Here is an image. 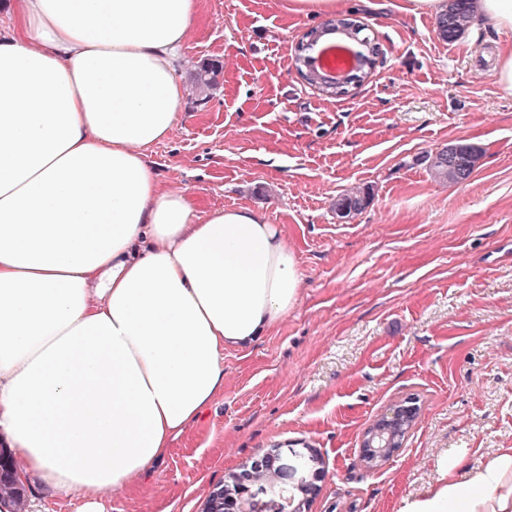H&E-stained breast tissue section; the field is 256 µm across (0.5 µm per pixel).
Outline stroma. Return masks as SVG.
Segmentation results:
<instances>
[{"label":"stroma","mask_w":512,"mask_h":512,"mask_svg":"<svg viewBox=\"0 0 512 512\" xmlns=\"http://www.w3.org/2000/svg\"><path fill=\"white\" fill-rule=\"evenodd\" d=\"M402 0H345L378 49L371 74L331 98L295 47L324 17L288 0H199L178 62L186 110L147 160L200 213L248 207L279 225L302 275L296 306L249 347L224 351V392L103 512H204L212 489L269 449H311L308 512H398L442 467L466 475L512 447V96L493 78L512 32L472 19L456 40ZM213 62L207 94L190 74ZM479 148L462 183L426 155ZM368 191L336 215L337 198ZM416 398L418 417L379 470L365 430ZM367 199L368 194L361 191L341 195L336 200V215L342 219L352 218L365 208Z\"/></svg>","instance_id":"obj_1"}]
</instances>
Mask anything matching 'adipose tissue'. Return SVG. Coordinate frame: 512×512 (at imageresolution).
Masks as SVG:
<instances>
[{
  "mask_svg": "<svg viewBox=\"0 0 512 512\" xmlns=\"http://www.w3.org/2000/svg\"><path fill=\"white\" fill-rule=\"evenodd\" d=\"M199 0H11L0 23V446L82 495L144 477L224 391V350L299 300L282 231L200 215L146 160L184 110ZM400 512H512V448Z\"/></svg>",
  "mask_w": 512,
  "mask_h": 512,
  "instance_id": "adipose-tissue-1",
  "label": "adipose tissue"
}]
</instances>
